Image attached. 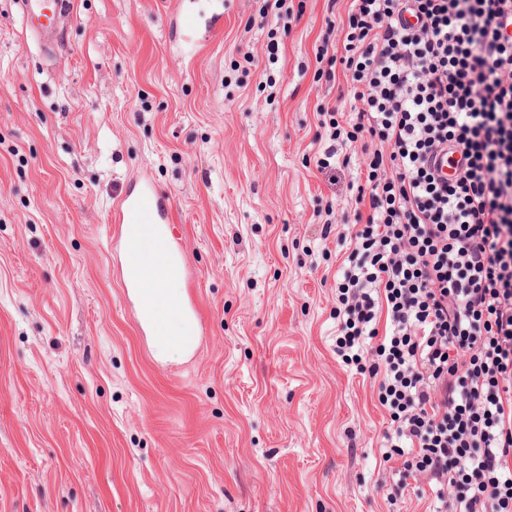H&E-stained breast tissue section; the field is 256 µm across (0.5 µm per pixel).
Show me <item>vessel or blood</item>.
Returning a JSON list of instances; mask_svg holds the SVG:
<instances>
[{
	"label": "vessel or blood",
	"mask_w": 512,
	"mask_h": 512,
	"mask_svg": "<svg viewBox=\"0 0 512 512\" xmlns=\"http://www.w3.org/2000/svg\"><path fill=\"white\" fill-rule=\"evenodd\" d=\"M65 0H25L22 24L39 41L55 40L58 13L65 8ZM112 223L119 230L112 236V244L120 258V279L126 292L143 287L146 280L163 276L158 260L170 253L179 252L177 239L170 230L173 222V205L148 174H140L129 182L124 193L116 201ZM182 311L152 298L140 303L142 322L159 332L180 320Z\"/></svg>",
	"instance_id": "1"
}]
</instances>
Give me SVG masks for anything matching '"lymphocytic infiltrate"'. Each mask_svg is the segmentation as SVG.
<instances>
[{
  "label": "lymphocytic infiltrate",
  "instance_id": "lymphocytic-infiltrate-1",
  "mask_svg": "<svg viewBox=\"0 0 512 512\" xmlns=\"http://www.w3.org/2000/svg\"><path fill=\"white\" fill-rule=\"evenodd\" d=\"M511 24L512 0H350L316 54L352 100L317 108L319 171L368 157L335 353L388 413V501L427 480L432 512H512Z\"/></svg>",
  "mask_w": 512,
  "mask_h": 512
}]
</instances>
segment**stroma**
<instances>
[{
    "label": "stroma",
    "mask_w": 512,
    "mask_h": 512,
    "mask_svg": "<svg viewBox=\"0 0 512 512\" xmlns=\"http://www.w3.org/2000/svg\"><path fill=\"white\" fill-rule=\"evenodd\" d=\"M181 4L219 8L69 0L49 50L0 0V512H426L428 484L378 489L388 417L333 352L346 247L316 213L366 166L319 172L313 76L347 0H302L273 64L262 0L193 32ZM145 171L190 269L196 345L167 360L111 245Z\"/></svg>",
    "instance_id": "1"
}]
</instances>
